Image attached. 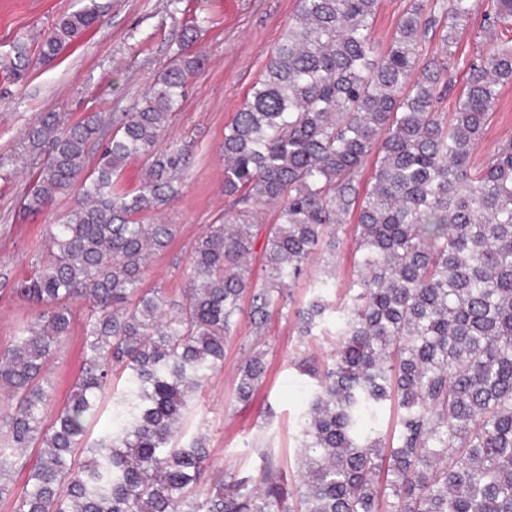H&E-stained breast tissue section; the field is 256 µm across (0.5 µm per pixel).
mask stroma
Listing matches in <instances>:
<instances>
[{
    "instance_id": "35a3bbf8",
    "label": "stroma",
    "mask_w": 512,
    "mask_h": 512,
    "mask_svg": "<svg viewBox=\"0 0 512 512\" xmlns=\"http://www.w3.org/2000/svg\"><path fill=\"white\" fill-rule=\"evenodd\" d=\"M107 10L102 23L73 41L55 60L37 61V46L58 21L87 0H0V350L13 339L17 322L31 315L32 306L10 289L11 282L29 277L44 242L47 225L56 223L78 202L77 193L58 196L52 207L28 214L20 201L30 176L43 160L27 147L24 133L42 112H62L70 120L84 113L104 116L130 111L177 50L186 25L197 22L190 50L204 59L203 70L190 82L169 137L194 139L195 150L185 173L181 194L165 210L163 223L174 225L168 249L152 257L145 285L162 288L171 299L187 285L191 247L208 225L224 218V127L242 106L249 89L265 70L268 58L294 18L298 0H182L179 13L169 0H99ZM488 0H475L471 18L459 27L455 66L443 93L441 109L453 112L465 86L467 64L485 52L491 39L484 33ZM27 45L36 62L22 79L8 71L14 44ZM512 137V83L500 98L476 151L484 156ZM355 215L338 227L342 245L336 253V277L327 297L341 303L354 273L352 227ZM323 255H311L303 276L289 290L290 315L272 314L264 348L266 372L250 403L238 402V368L253 343L248 315H240L224 343V365L199 391L181 423V441L197 433L207 437V477L258 471L264 464L263 445L274 450L286 488L298 480L296 458L303 437L299 417L310 384L298 364L313 356L331 361L336 352V315H329L313 336L299 335L296 310L314 295ZM84 305H76L69 336L50 364L52 401L45 424L71 392L83 363Z\"/></svg>"
}]
</instances>
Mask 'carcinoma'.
<instances>
[{
    "instance_id": "obj_1",
    "label": "carcinoma",
    "mask_w": 512,
    "mask_h": 512,
    "mask_svg": "<svg viewBox=\"0 0 512 512\" xmlns=\"http://www.w3.org/2000/svg\"><path fill=\"white\" fill-rule=\"evenodd\" d=\"M378 0H298L264 74L224 128V221L192 245L189 287L170 301L145 288L148 260L170 224H146L180 195L195 142L159 140L204 59L181 47L129 112L89 113L64 125L46 112L26 132L46 160L21 208L38 212L79 186L81 202L52 225L33 275L12 291L36 307L0 351V499L13 512H512V139L473 160L500 86L512 82V39L469 61L454 112L438 109L456 29L473 0H411L382 49ZM89 0L39 45L50 61L103 16ZM486 29L512 23V0H490ZM442 28L440 56L421 64L426 32ZM13 75L29 69L13 46ZM98 144L94 168L89 149ZM374 173L359 194L363 162ZM147 159L141 188L124 190L128 160ZM280 206L274 223L261 207ZM358 209L357 278L332 308L335 226ZM268 276L252 288L258 240ZM316 294L297 310L303 336L338 314L330 363L307 358L315 384L301 414V482L287 492L271 452L255 474L229 475L200 495L205 437L178 441L189 399L224 363V338L250 296L255 340L240 365L247 403L265 375L264 336L284 289L315 249ZM89 304L85 352L72 393L44 425L47 366L68 335L73 306ZM110 423L88 422L109 390ZM397 406L381 432L386 402ZM40 449L33 465L26 452ZM84 457L75 463V457ZM27 470L22 490L12 474Z\"/></svg>"
}]
</instances>
